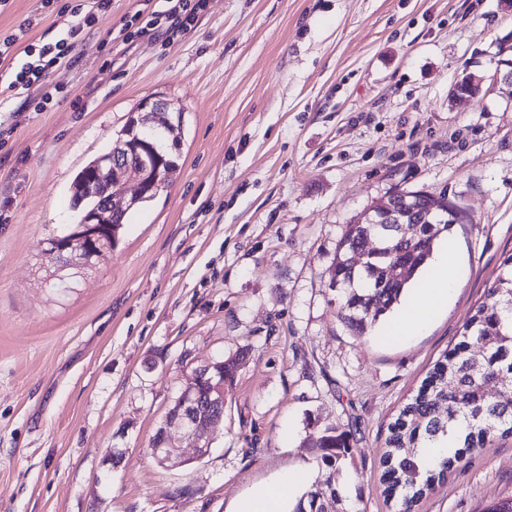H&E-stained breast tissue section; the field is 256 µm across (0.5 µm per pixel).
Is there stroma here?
<instances>
[{"instance_id":"stroma-1","label":"stroma","mask_w":512,"mask_h":512,"mask_svg":"<svg viewBox=\"0 0 512 512\" xmlns=\"http://www.w3.org/2000/svg\"><path fill=\"white\" fill-rule=\"evenodd\" d=\"M138 0H112L55 67L45 110L0 108V512H234L300 468L327 428L355 451L327 512H398L383 480L389 426L512 256V0H207L166 43L110 40ZM69 16L10 0L0 30ZM484 79L474 101L451 90ZM147 99L182 107L180 170L133 211L110 256L61 269L51 238L79 220L77 173ZM445 193L456 287L426 333H357L331 286L348 224L396 191ZM239 358L211 451L157 464L152 439L195 368ZM512 498L497 435L413 512Z\"/></svg>"}]
</instances>
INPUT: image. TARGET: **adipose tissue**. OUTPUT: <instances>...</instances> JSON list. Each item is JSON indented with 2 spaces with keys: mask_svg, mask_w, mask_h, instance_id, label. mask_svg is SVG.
Wrapping results in <instances>:
<instances>
[{
  "mask_svg": "<svg viewBox=\"0 0 512 512\" xmlns=\"http://www.w3.org/2000/svg\"><path fill=\"white\" fill-rule=\"evenodd\" d=\"M430 267V277L414 288V302L392 330L391 340L397 341L425 332L432 315L447 303L456 284L457 262L454 250L440 247ZM305 477V472L297 469L281 473L276 482L259 486L244 497L236 512H283V500L288 490L303 482Z\"/></svg>",
  "mask_w": 512,
  "mask_h": 512,
  "instance_id": "obj_1",
  "label": "adipose tissue"
}]
</instances>
